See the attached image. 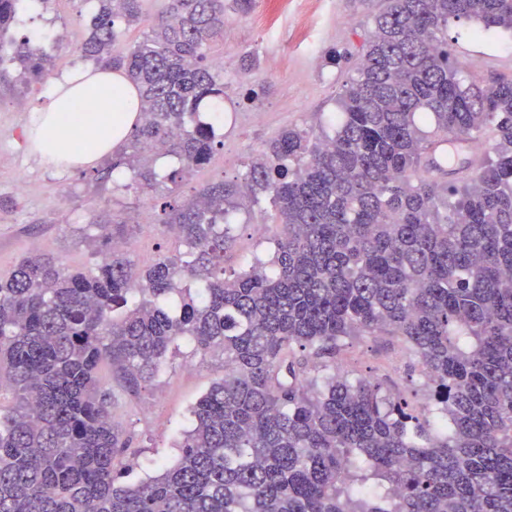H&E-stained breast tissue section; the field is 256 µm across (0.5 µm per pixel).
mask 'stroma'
Returning a JSON list of instances; mask_svg holds the SVG:
<instances>
[{"mask_svg": "<svg viewBox=\"0 0 512 512\" xmlns=\"http://www.w3.org/2000/svg\"><path fill=\"white\" fill-rule=\"evenodd\" d=\"M376 0H288V9L268 24L263 0H254L246 14L233 16L222 40L207 54L219 65L224 90L235 104L224 109V144L209 163L192 171L167 194L165 185L150 192L129 190L126 168L108 161L90 170L43 164L30 150L26 129L35 104L46 102L53 79L83 67L77 48L87 36L95 0H24L16 37L37 40L51 62L37 81L20 79L18 64H8L10 83L0 84V157L10 169H0V278L32 253H43L73 268L89 270L99 261L90 240L99 216L112 214L128 226L127 247L136 266L151 265L160 255H172L179 244L163 226L160 205H179L208 184L238 181L265 143L283 129L297 126L311 133L328 127L336 99L353 73L373 28ZM470 23L448 27L454 55L471 76L485 79L512 72V35L488 32L475 39ZM348 51L351 62L325 63L328 49ZM254 55V78L265 85L260 98H242L243 58ZM22 174L25 192L13 177ZM269 205L232 214L235 241L224 254V271L233 275L249 269L254 258L270 259L274 225ZM410 357L400 342L387 336L353 339L336 360L338 373L349 379H380L388 393L405 397L412 408L424 402L407 376ZM99 376L112 395V412L125 429L138 437V452L124 459L127 477L157 474L161 464L178 453L177 441L191 425L190 409L211 384L224 376V360L183 349L171 367L152 383L129 388L111 367Z\"/></svg>", "mask_w": 512, "mask_h": 512, "instance_id": "35a3bbf8", "label": "stroma"}]
</instances>
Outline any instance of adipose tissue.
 Instances as JSON below:
<instances>
[{"mask_svg":"<svg viewBox=\"0 0 512 512\" xmlns=\"http://www.w3.org/2000/svg\"><path fill=\"white\" fill-rule=\"evenodd\" d=\"M140 93L109 67L72 70L52 84L47 103L32 115L30 133L41 162L66 155L72 167L96 165L112 155L139 123Z\"/></svg>","mask_w":512,"mask_h":512,"instance_id":"1","label":"adipose tissue"}]
</instances>
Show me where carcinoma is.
Returning a JSON list of instances; mask_svg holds the SVG:
<instances>
[{"label": "carcinoma", "instance_id": "cac0c4a2", "mask_svg": "<svg viewBox=\"0 0 512 512\" xmlns=\"http://www.w3.org/2000/svg\"><path fill=\"white\" fill-rule=\"evenodd\" d=\"M96 2L80 55L143 103L112 167L152 191L154 160L173 157L171 194L223 145L206 49L252 0H165L129 49L121 26L143 0ZM20 3L0 0V60L38 80L50 59L13 36ZM451 20L475 22V38L512 33V0H380L333 134L286 128L243 181L163 202L184 251L138 269L104 219L93 270L35 254L0 278V512H512V73L462 75ZM481 141L480 166L448 161ZM261 195L280 227L270 265L226 278L227 216ZM361 336L405 345L421 412L336 373ZM183 342L224 357V378L192 407L176 458L121 483L136 438L101 366L138 387Z\"/></svg>", "mask_w": 512, "mask_h": 512}]
</instances>
